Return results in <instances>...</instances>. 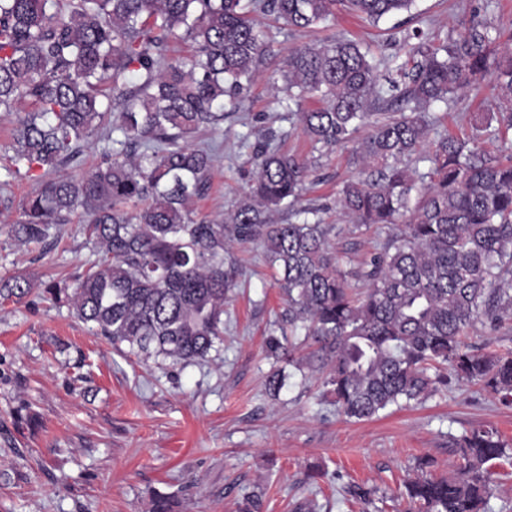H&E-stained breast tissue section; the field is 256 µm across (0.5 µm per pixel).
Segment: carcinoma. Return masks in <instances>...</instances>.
<instances>
[{
    "instance_id": "obj_1",
    "label": "carcinoma",
    "mask_w": 512,
    "mask_h": 512,
    "mask_svg": "<svg viewBox=\"0 0 512 512\" xmlns=\"http://www.w3.org/2000/svg\"><path fill=\"white\" fill-rule=\"evenodd\" d=\"M415 0H0V112L28 101L13 131V173L37 189L10 225L17 245L45 244L82 215L95 259L75 284H35L18 273L0 298L35 288L66 304L118 350L144 361L205 359L224 336V303L237 287L235 244H259L278 273L294 336L317 346L326 366L322 396L347 420L378 416L448 385V375L512 394V350L482 353L465 343L481 320H512V141L501 158L466 139H430L428 109L491 77L497 110L481 127L512 131V33L472 23L444 44L426 39L409 61L379 73L369 50L342 38L292 48L274 86L319 151L357 142L358 175L337 199L355 224H381L387 241L352 265L331 245L335 225L317 208L279 224L298 200L312 163L273 145L269 131L252 150L254 177L236 209L196 222L191 205L211 188L214 147L194 145L224 128L255 75L278 56L259 18L305 33L343 12L374 24ZM191 47L169 55L170 41ZM309 100L321 106L306 109ZM112 143L79 178L62 175L82 148ZM430 163L428 173L419 165ZM365 279L364 292L349 279ZM463 463L452 477L419 460L401 497L407 512H486L492 467L512 445L489 425L461 437Z\"/></svg>"
}]
</instances>
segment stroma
<instances>
[{
    "label": "stroma",
    "instance_id": "obj_1",
    "mask_svg": "<svg viewBox=\"0 0 512 512\" xmlns=\"http://www.w3.org/2000/svg\"><path fill=\"white\" fill-rule=\"evenodd\" d=\"M484 19L511 28L512 0H416L411 12L375 25L340 18L330 33L395 65L407 60L415 30L440 42ZM277 68L263 65L243 109L225 116L214 136L220 151L212 189L195 202L194 215L220 219L233 208L246 189L255 136L270 127L282 149L316 160L302 205L321 208L324 223L335 225L337 252L352 248L366 259L387 231L353 223L335 206L342 182L356 171L352 149L314 156L295 117L273 98ZM483 98L477 87L432 106L435 134L476 138L497 155V138L476 134L471 121L487 111ZM31 109L23 103L0 116V185L18 200L37 186L14 174L9 161L17 119ZM20 217L17 208L0 214V280L18 272L38 283L71 280L85 271L93 255L80 224L66 225L44 253L8 237ZM232 254L240 286L224 307V342L184 366L119 353L71 309L37 295L0 299V512H151L158 496L170 512H239L256 488L264 492L260 512H298L307 502L315 512H404L397 492L418 459H432L433 474L453 475L465 428L490 424L512 443V401L475 384L450 382L422 403L366 421L337 415L307 363L311 345L296 337L291 360L266 358V336L287 325L288 304L261 248L238 245ZM274 368L285 375L275 394L266 385ZM314 466L323 472L315 483L308 479ZM353 485L374 489L371 508L348 495Z\"/></svg>",
    "mask_w": 512,
    "mask_h": 512
}]
</instances>
